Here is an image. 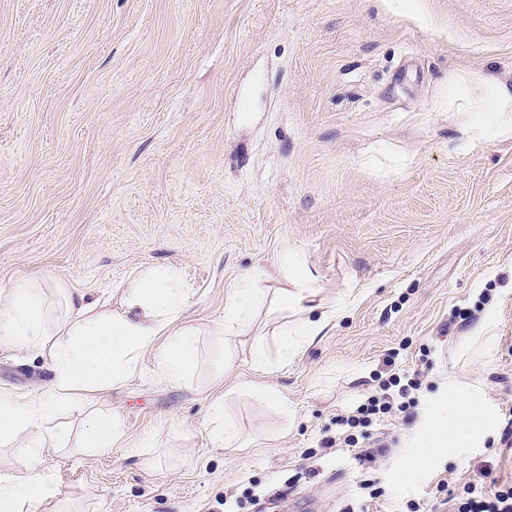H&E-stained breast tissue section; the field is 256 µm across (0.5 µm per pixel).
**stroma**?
Masks as SVG:
<instances>
[{
  "label": "stroma",
  "instance_id": "35a3bbf8",
  "mask_svg": "<svg viewBox=\"0 0 512 512\" xmlns=\"http://www.w3.org/2000/svg\"><path fill=\"white\" fill-rule=\"evenodd\" d=\"M512 82V0H0V289L37 275L103 294L158 265L187 290L178 324L200 328L185 379L145 357L98 402L145 440L138 456L78 445L37 466L59 512H449L438 481L491 472L512 408V139L469 141L437 109L449 70ZM308 273L302 305L343 310L288 366L267 306L246 335L208 330L224 296L278 263ZM466 319H459V312ZM237 371L216 384L222 350ZM420 371L418 417L367 427L387 439L362 469L336 418L375 378ZM41 360L0 347V390L36 391ZM265 383L287 409L253 391ZM239 445L208 430L213 392ZM491 415L432 465L422 438L448 400ZM384 500L363 498L362 479Z\"/></svg>",
  "mask_w": 512,
  "mask_h": 512
}]
</instances>
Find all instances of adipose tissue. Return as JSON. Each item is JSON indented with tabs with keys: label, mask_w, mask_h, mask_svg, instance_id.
<instances>
[{
	"label": "adipose tissue",
	"mask_w": 512,
	"mask_h": 512,
	"mask_svg": "<svg viewBox=\"0 0 512 512\" xmlns=\"http://www.w3.org/2000/svg\"><path fill=\"white\" fill-rule=\"evenodd\" d=\"M449 111L467 115L471 139L512 138V84L482 72L448 73ZM63 300L55 309L42 281L21 277L0 289V345L19 348L44 359L51 373L38 392L17 396L0 392V440L19 432L28 434V455L39 460L49 448L65 447L66 430L49 428L59 409L83 413L81 445L107 451L141 447L114 417L98 414L91 393L124 381L146 356L153 355L163 379L180 383L197 355L199 329L176 328L185 305V292L176 270L158 266L142 273L122 291V309L113 312L111 299L92 297L90 289L56 284ZM266 291L257 277L229 289L224 298V320L211 333L218 337L242 335ZM301 291L280 290L274 306L293 313L292 325L280 328L275 339L279 365H287L340 313L339 305L325 308L311 319L301 305ZM488 416L472 400H457L438 414L423 440L420 460L452 453L483 428ZM60 495L53 478L37 469L27 475L0 473V512H42Z\"/></svg>",
	"instance_id": "ef3b65f1"
}]
</instances>
